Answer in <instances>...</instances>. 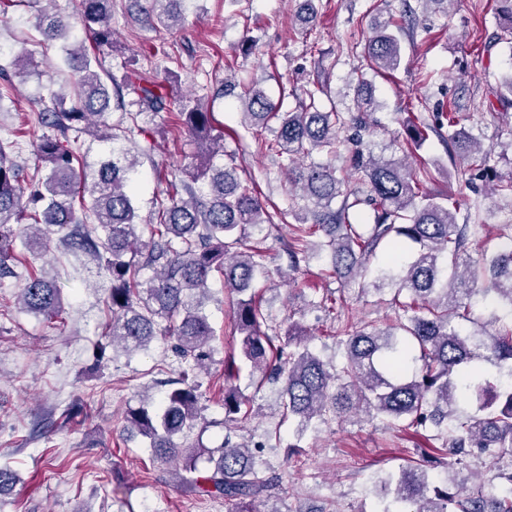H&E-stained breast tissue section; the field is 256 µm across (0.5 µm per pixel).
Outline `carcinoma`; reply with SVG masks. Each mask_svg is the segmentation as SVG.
Segmentation results:
<instances>
[{"mask_svg": "<svg viewBox=\"0 0 512 512\" xmlns=\"http://www.w3.org/2000/svg\"><path fill=\"white\" fill-rule=\"evenodd\" d=\"M184 0H144L145 15L166 29L183 22L177 9ZM81 17L91 33L93 52L75 41L62 46L66 64L77 74L74 91L50 90L39 97L38 123L56 131L44 136L38 153L44 177L24 176L13 162V144L0 141V275L15 256L17 227L23 247L42 252L48 228H68L66 245L103 260L112 281L106 299L111 318L106 325L110 345L125 352L147 348L159 337L175 340L178 377L168 379L160 401L142 400L126 410L124 430L149 442L153 458L176 463L171 473L181 492L222 499L227 512H278L266 508L279 495V479L255 460L262 442L235 443L230 435L215 448H190L184 439L200 418L199 371L209 359L213 330L203 311L209 280L215 273L236 295L234 315L240 336L241 361L224 364V424L248 418L252 398L235 381L242 370L259 381L281 382L282 419L296 423L297 433L332 419L347 421L360 413L403 423L404 430L427 433V450L418 452L384 480L388 501L383 512H512V382L493 388L482 383L485 361L512 374V225L496 252L478 260L465 256L470 225L457 223L455 195L427 191L430 173L407 158L376 156L361 132L371 128L376 103L370 83L359 78L363 92L355 110L336 105L322 109V85L301 89L296 109L281 112L257 86L241 98L243 122L268 127L279 119L267 152L283 159L288 170V207L267 206L255 183L241 181L235 167L213 164L224 151L218 145L211 113L198 102H186L176 125L198 141L196 160L181 169L156 199L149 238L137 234L139 216L133 202V174L138 160L117 145L141 116L166 109V81L140 74L122 79V95H130L135 112L111 121L110 92L101 77L103 59L113 52L110 24L112 0H80ZM395 16H378L373 35L363 46L369 69L393 72L402 60ZM457 172L465 180L493 169L492 149L459 127L448 113ZM88 135L106 147L92 175L83 173L79 140ZM346 151L349 167L337 175L330 158ZM89 197L80 219L72 199ZM341 199L335 207L336 199ZM285 225L290 231L284 278L310 259L308 238L319 236L317 257L340 284L312 306L330 315L344 308L345 290L372 287L377 304L394 315V323L353 326L337 321L331 337L341 359L325 361L311 350L305 331L290 324L284 335L267 333L268 317L256 299L254 284L265 270L266 254L246 245V229ZM508 306L507 317L488 320L490 329L471 332L476 299ZM20 303L28 311L53 317L61 312L60 289L36 273L24 278ZM476 394L475 408L461 403ZM467 448L488 453L501 486L500 495L483 490L463 497L429 480L427 468L438 454H460Z\"/></svg>", "mask_w": 512, "mask_h": 512, "instance_id": "obj_1", "label": "carcinoma"}]
</instances>
